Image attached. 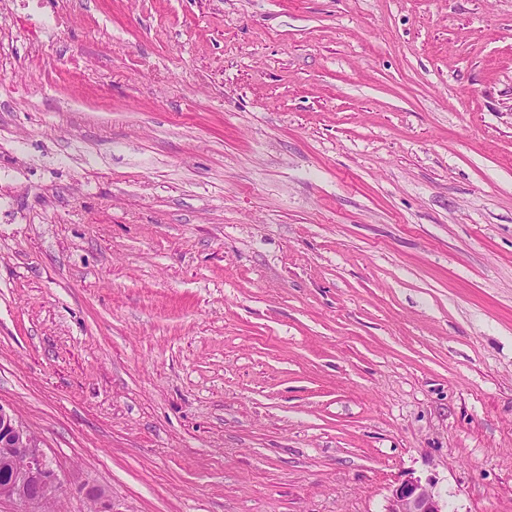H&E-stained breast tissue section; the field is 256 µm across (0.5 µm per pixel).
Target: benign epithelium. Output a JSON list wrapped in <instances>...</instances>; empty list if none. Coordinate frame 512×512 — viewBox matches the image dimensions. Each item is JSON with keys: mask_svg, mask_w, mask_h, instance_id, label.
<instances>
[{"mask_svg": "<svg viewBox=\"0 0 512 512\" xmlns=\"http://www.w3.org/2000/svg\"><path fill=\"white\" fill-rule=\"evenodd\" d=\"M57 481L55 472L39 450L38 440L14 411L0 405V498L26 505L45 503ZM385 512H444L432 490L410 477L392 490Z\"/></svg>", "mask_w": 512, "mask_h": 512, "instance_id": "1", "label": "benign epithelium"}]
</instances>
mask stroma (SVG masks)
I'll list each match as a JSON object with an SVG mask.
<instances>
[{"instance_id":"35a3bbf8","label":"stroma","mask_w":512,"mask_h":512,"mask_svg":"<svg viewBox=\"0 0 512 512\" xmlns=\"http://www.w3.org/2000/svg\"><path fill=\"white\" fill-rule=\"evenodd\" d=\"M0 406V512H512V0H0ZM0 498L26 505L44 504L57 481L55 472L39 450L38 440L14 411L0 406ZM385 512H445L430 484L408 478L392 490Z\"/></svg>"}]
</instances>
